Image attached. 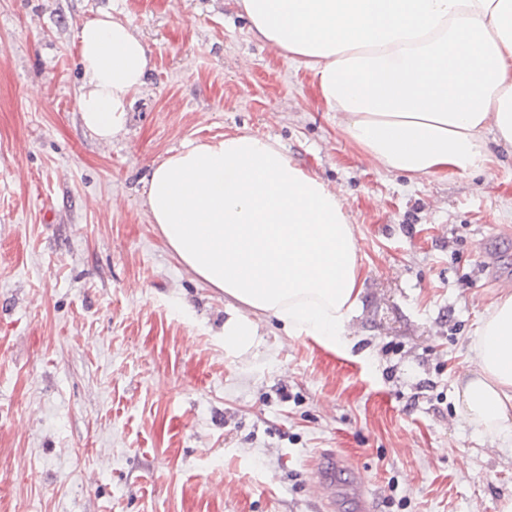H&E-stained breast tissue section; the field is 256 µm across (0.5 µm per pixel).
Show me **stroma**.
I'll return each mask as SVG.
<instances>
[{
  "instance_id": "35a3bbf8",
  "label": "stroma",
  "mask_w": 512,
  "mask_h": 512,
  "mask_svg": "<svg viewBox=\"0 0 512 512\" xmlns=\"http://www.w3.org/2000/svg\"><path fill=\"white\" fill-rule=\"evenodd\" d=\"M108 12L148 45L124 130L77 110V34ZM276 139L340 195L362 292L347 346L256 316L224 348V295L150 223L145 183L190 140ZM409 178L327 111L313 70L234 0H0V512H501L512 442L455 410L480 319L512 294V153ZM494 266L480 264L484 251ZM340 465V461L333 452L326 453L317 463L315 471V479L317 484L324 488L326 492L331 491L336 483V468Z\"/></svg>"
}]
</instances>
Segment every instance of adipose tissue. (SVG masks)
I'll list each match as a JSON object with an SVG mask.
<instances>
[{"mask_svg":"<svg viewBox=\"0 0 512 512\" xmlns=\"http://www.w3.org/2000/svg\"><path fill=\"white\" fill-rule=\"evenodd\" d=\"M250 30L314 70L346 136L390 171L485 168L487 141L512 148V0H236ZM77 106L109 141L144 84L148 51L105 14L79 31ZM146 206L166 246L222 291L224 346L254 344L255 315L291 336L345 340L360 294L358 247L340 197L271 139L188 141L152 171ZM459 417L512 436V294L481 319Z\"/></svg>","mask_w":512,"mask_h":512,"instance_id":"adipose-tissue-1","label":"adipose tissue"}]
</instances>
